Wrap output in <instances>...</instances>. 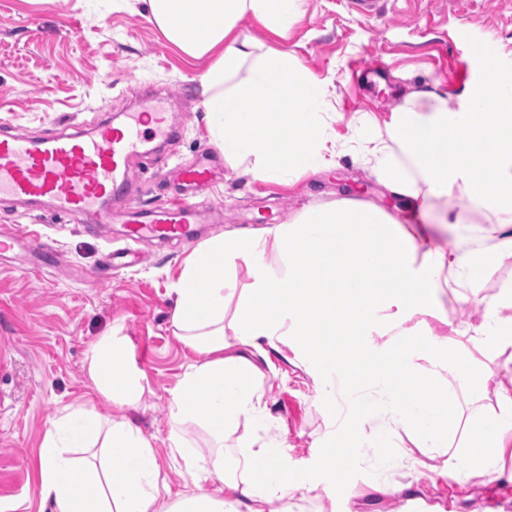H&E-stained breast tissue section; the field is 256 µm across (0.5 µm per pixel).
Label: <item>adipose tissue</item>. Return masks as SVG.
I'll list each match as a JSON object with an SVG mask.
<instances>
[{
	"label": "adipose tissue",
	"instance_id": "obj_1",
	"mask_svg": "<svg viewBox=\"0 0 512 512\" xmlns=\"http://www.w3.org/2000/svg\"><path fill=\"white\" fill-rule=\"evenodd\" d=\"M305 2L147 0L150 20L172 44L210 60L199 77L210 137L227 161L266 183L336 163V115L324 82L292 52L262 50L239 30L250 16L287 36ZM362 126L356 159L405 199V211L354 195L308 208L292 223L196 248L173 288L172 323L198 358L175 386L171 418L178 427L204 422L219 443L240 422L262 424V372L250 355L278 350L296 336L308 371L320 380V397L332 402L341 393L355 408L330 434L337 458L353 454L365 431L385 447L393 427L411 425L416 446L441 457V474L457 479L465 474L461 454L450 450L458 429L484 461H493L512 430V390L500 389L496 405L461 418L446 388L417 390L432 380L423 361L446 360V348L424 328L399 340L387 334L414 315L438 316L445 290L473 287L499 256L512 255V62L497 59L465 106L449 107L436 90H423L407 96L386 124L367 117ZM400 152L412 169L398 163ZM458 192L491 213L492 246L442 240L462 221L448 206ZM413 217L422 219L421 229L409 230ZM236 259L245 263L248 283L239 282ZM375 334L385 343L372 342ZM460 334L480 354L512 357V289L487 301L481 324ZM359 336L369 339L363 352L372 371L351 385L342 377ZM130 357L123 336L103 337L89 356L95 391L121 406L144 392ZM168 446L197 483L174 501L150 440L129 420L64 409L37 450L40 494L51 512H255L257 501L287 500L316 480L312 472L289 470L276 441L252 440L230 466L223 453L188 448L178 428Z\"/></svg>",
	"mask_w": 512,
	"mask_h": 512
}]
</instances>
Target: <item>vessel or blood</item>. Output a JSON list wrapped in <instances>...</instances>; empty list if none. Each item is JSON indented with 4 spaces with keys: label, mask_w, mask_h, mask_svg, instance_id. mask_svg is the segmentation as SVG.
Segmentation results:
<instances>
[{
    "label": "vessel or blood",
    "mask_w": 512,
    "mask_h": 512,
    "mask_svg": "<svg viewBox=\"0 0 512 512\" xmlns=\"http://www.w3.org/2000/svg\"><path fill=\"white\" fill-rule=\"evenodd\" d=\"M172 132L161 102L143 97L137 112L115 126L104 122L91 131L52 130L37 137L0 134V201L50 200L55 212L78 217L95 214L104 222L124 224L129 242L181 239L195 234L201 221L191 190L206 186L214 177L216 159L202 150L199 160L182 170L180 181L186 196L165 206L148 208L128 200L126 173L140 156L153 155L154 141H169ZM31 247L40 268L55 266L58 253L37 231L21 229L0 234V253Z\"/></svg>",
    "instance_id": "vessel-or-blood-1"
}]
</instances>
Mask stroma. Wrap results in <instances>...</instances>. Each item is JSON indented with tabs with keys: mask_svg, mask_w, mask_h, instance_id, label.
Returning a JSON list of instances; mask_svg holds the SVG:
<instances>
[{
	"mask_svg": "<svg viewBox=\"0 0 512 512\" xmlns=\"http://www.w3.org/2000/svg\"><path fill=\"white\" fill-rule=\"evenodd\" d=\"M239 29L265 46L288 48L327 84L339 114L336 142L344 149L338 165L278 185L224 164L196 198L199 233L141 243V263L118 271L109 270L107 258L125 244L122 225L68 221L46 205L0 202V226L39 229L60 256L57 269L41 274L22 252L0 263V512H51L39 493L35 460L50 419L66 406L129 419L150 440L171 493L191 491L184 463L167 442L171 391L197 359L172 324L171 288L186 259L210 238L289 222L350 191L390 210L400 206L348 151L362 119L388 121L409 92L431 87L458 106L480 86L489 59L512 58V0H423L417 14L389 4L371 18L360 14L356 0H308L287 38L251 18ZM207 65L171 44L142 0H0V126L31 136L87 130L124 121L140 96L165 98L173 144L129 172L130 196L147 207L163 206L177 188L176 170L212 144L198 80ZM510 285L512 256H505L477 284V299L442 295L448 320L431 321V334L445 338L455 326L479 325L478 298ZM113 334L128 339L143 375L145 393L133 406L99 396L88 376L92 346ZM254 362L263 373L268 423L263 429L242 423L226 434L225 461L263 436L283 444L289 468L319 477L294 504L269 499L258 502L259 512H512L511 433L492 463L472 466L457 480L440 474L438 460L415 446V430L405 426L389 448L363 438L339 466L328 438L337 408L319 398L298 346ZM441 377L457 383L456 405L468 416L512 385V362L500 357L479 373L467 361H452ZM386 485L401 491L383 493Z\"/></svg>",
	"mask_w": 512,
	"mask_h": 512,
	"instance_id": "obj_1",
	"label": "stroma"
}]
</instances>
